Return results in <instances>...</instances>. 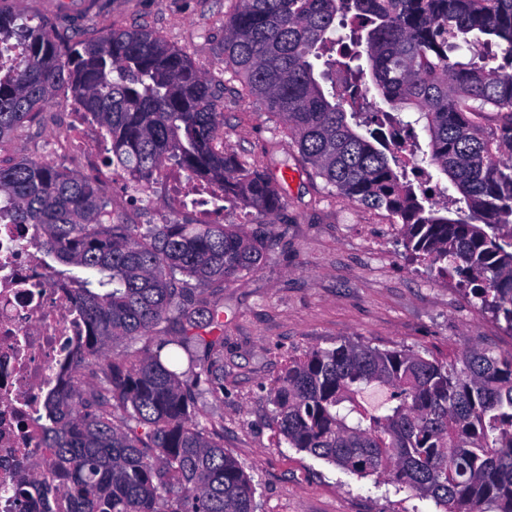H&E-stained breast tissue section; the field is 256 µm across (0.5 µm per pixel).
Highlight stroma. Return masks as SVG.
<instances>
[{
    "mask_svg": "<svg viewBox=\"0 0 512 512\" xmlns=\"http://www.w3.org/2000/svg\"><path fill=\"white\" fill-rule=\"evenodd\" d=\"M238 0H96L88 25H147L182 49L226 87L217 99L225 147L247 163L295 177L288 208L267 225L270 243L258 269L224 285V446L257 488L261 512H437L434 501L359 477L277 440L269 390L289 358L350 341L408 348L447 361L470 347L512 352V331L475 305L456 280L438 275L403 246L402 231L383 210L361 206L308 176L298 155L273 149L285 135L275 119L236 95L217 47ZM70 100L60 86L42 119L0 145V163L43 158L50 132L62 128ZM127 223L150 224L168 203L148 191L132 206L108 197Z\"/></svg>",
    "mask_w": 512,
    "mask_h": 512,
    "instance_id": "obj_1",
    "label": "stroma"
}]
</instances>
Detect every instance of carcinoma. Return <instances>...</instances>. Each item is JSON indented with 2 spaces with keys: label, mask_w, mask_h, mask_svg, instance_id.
<instances>
[{
  "label": "carcinoma",
  "mask_w": 512,
  "mask_h": 512,
  "mask_svg": "<svg viewBox=\"0 0 512 512\" xmlns=\"http://www.w3.org/2000/svg\"><path fill=\"white\" fill-rule=\"evenodd\" d=\"M58 0L50 23L0 0V146L56 87L94 113L108 160L144 183L172 161L258 216L288 206L273 173L219 147L214 85L146 25L89 34ZM363 48L392 111L358 112L336 90L329 51ZM512 0H239L218 56L243 98L276 118L309 175L385 210L404 245L512 330ZM463 51L466 62L455 60ZM413 110L408 121L401 112ZM405 127L413 167L445 176L440 202L411 178L383 132ZM77 175L22 158L0 165V218L38 226L75 285L87 328L74 375L50 392L43 444L58 489L21 480L17 497L56 512H259L224 448V419L198 404L224 391V282L256 270L268 238L233 224H129ZM99 277H79L70 268ZM125 350L102 359L114 344ZM379 388L373 406L364 398ZM290 447L359 477L430 498L442 512H512V353L472 347L450 362L344 341L288 359L270 388Z\"/></svg>",
  "instance_id": "cac0c4a2"
}]
</instances>
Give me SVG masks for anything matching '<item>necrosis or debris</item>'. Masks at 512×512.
Wrapping results in <instances>:
<instances>
[{
	"label": "necrosis or debris",
	"mask_w": 512,
	"mask_h": 512,
	"mask_svg": "<svg viewBox=\"0 0 512 512\" xmlns=\"http://www.w3.org/2000/svg\"><path fill=\"white\" fill-rule=\"evenodd\" d=\"M108 142L94 116L71 102L65 127L44 151L75 160L83 177L109 189L112 172L100 163ZM157 178L175 210L192 211L200 224L223 222L224 201L205 182L170 164ZM72 288L46 264L35 225L0 224V512H42L36 501L19 504L14 488L46 474L45 400L85 341Z\"/></svg>",
	"instance_id": "obj_1"
}]
</instances>
